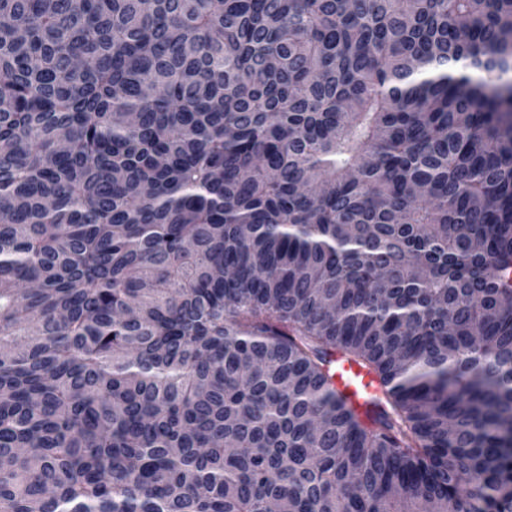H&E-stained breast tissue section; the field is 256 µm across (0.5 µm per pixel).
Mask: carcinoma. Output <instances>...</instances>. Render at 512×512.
Here are the masks:
<instances>
[{
	"label": "carcinoma",
	"instance_id": "obj_1",
	"mask_svg": "<svg viewBox=\"0 0 512 512\" xmlns=\"http://www.w3.org/2000/svg\"><path fill=\"white\" fill-rule=\"evenodd\" d=\"M0 459V512H512V0H0ZM336 385L357 404L371 401L377 394L374 380L364 369L347 361H337Z\"/></svg>",
	"mask_w": 512,
	"mask_h": 512
}]
</instances>
